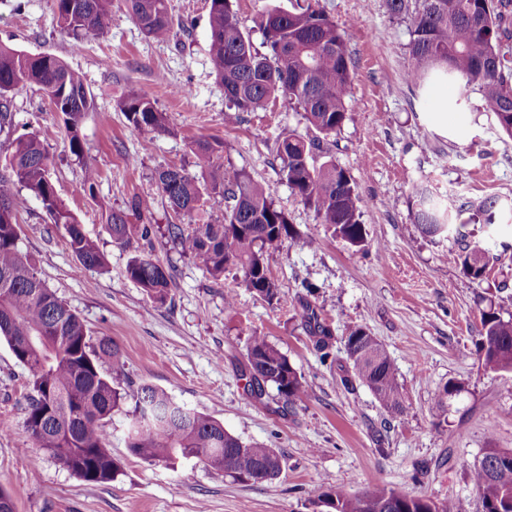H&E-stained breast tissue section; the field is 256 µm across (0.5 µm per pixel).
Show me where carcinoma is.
<instances>
[{"label":"carcinoma","instance_id":"cac0c4a2","mask_svg":"<svg viewBox=\"0 0 512 512\" xmlns=\"http://www.w3.org/2000/svg\"><path fill=\"white\" fill-rule=\"evenodd\" d=\"M144 32L165 41L171 32L168 0H124ZM112 0H56V24L78 47L105 37ZM394 17L409 16L407 80L417 88L450 83L461 97L476 90L482 109L493 115L500 132L512 139V0H385ZM210 51L213 69L224 86L230 121H240L272 98L288 100L314 135L290 133L276 140L279 175L314 213L318 223L353 247L366 242L360 221V197L350 171L336 163L323 143L341 131L349 111L351 58L340 25L320 0H296L288 10L274 7L259 20L266 52L258 51L241 25L232 0H210ZM38 87L62 114L69 149L83 163L79 192L94 195L96 169L84 162L81 121L94 97L81 73L50 54H30L0 44V135H5L8 163L0 171V339L28 371L25 428L32 444L88 483L112 481L118 464L109 449L108 422L130 403L126 444L148 461L173 463L195 458L235 481L264 482L277 477L282 456L265 444L245 443L224 425L175 402L150 384L124 386L119 381L122 353L111 339H93L83 321L37 275L19 247L18 188L42 203L49 222L63 228L78 268L105 270L108 260L76 214L58 196L51 158L39 136L16 134L7 95ZM127 120L146 134L168 130L167 115L146 94L133 90L120 103ZM223 143L201 139L192 152L197 175L182 167L158 171L157 183L167 207L188 219L167 225L168 238L215 279L235 272L239 284L271 302L279 288L267 260L285 242L308 246L279 209L270 187L245 172L230 174L217 164ZM413 221L432 241L453 239L457 248L442 257L465 278L481 284L499 260L488 241L499 230L501 208L493 199L448 206L426 186L413 187ZM216 197L222 206L206 207ZM151 201L133 198L124 210L106 215L112 242L123 248L149 240L151 224H131L150 213ZM468 214L463 220L461 216ZM472 224L488 240H474ZM127 276L148 296L164 301L174 288L172 272L145 254L128 261ZM306 330L330 334L310 307L302 315ZM478 356L493 371L512 372V315L494 303L480 311ZM344 346L354 378L366 386L391 414L403 413L401 385L394 363L370 331L346 329ZM112 366V373L104 364ZM244 376L246 394L261 400L268 389L292 404L306 395L302 376L266 337L248 339ZM481 512H512V450L488 448L472 470ZM323 512H455L452 500L434 501L393 487L360 495L342 489L319 495Z\"/></svg>","mask_w":512,"mask_h":512}]
</instances>
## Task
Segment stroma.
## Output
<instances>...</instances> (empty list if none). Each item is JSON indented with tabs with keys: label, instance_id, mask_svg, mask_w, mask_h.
<instances>
[{
	"label": "stroma",
	"instance_id": "1",
	"mask_svg": "<svg viewBox=\"0 0 512 512\" xmlns=\"http://www.w3.org/2000/svg\"><path fill=\"white\" fill-rule=\"evenodd\" d=\"M320 3L343 28L352 57L351 110L329 148L357 184L367 233L360 251L318 224L280 180L277 138L308 132L287 100L226 123L224 87L209 53L208 0H170L173 32L166 41L147 37L122 0H114L107 35L78 49L56 25L54 0H0V42L58 56L95 97L81 124V162L38 88L14 93L10 110L17 132H36L47 145L57 193L106 254L109 269H78L63 231H48L41 202L24 189L22 250L91 336L118 345L122 380L163 389L242 440L284 456L280 477L255 484L193 460L149 462L128 449L129 419L119 412L110 450L120 470L110 483H87L32 447L27 371L1 341L0 486L11 492L17 512H313L322 492L383 486L451 499L456 512H481L471 470L486 449H512V373L485 369L476 347L488 302L512 314V232L499 235L510 250L482 284H472L443 259L448 243L430 242L414 224L412 186L424 181L455 202L495 198L512 206V139L483 112L479 92L459 103L454 87L425 93L407 83L410 22L391 17L384 0ZM134 89L155 101L170 124L147 151L120 110ZM200 138L222 142L221 163L270 186L276 206L315 240L309 248L284 244L269 256L278 300L260 298L230 275L213 279L159 235L152 255L173 267L176 280L167 300L152 302L125 273L133 251L113 243L102 205L123 210L132 197H147L152 224L172 223L155 175L169 166L193 170L191 148ZM86 162L98 172L92 197L73 192ZM307 304L331 331L328 353L302 323ZM354 325L366 327L394 362L404 393L401 416L350 381L343 336ZM255 332L304 378L301 401L285 407L245 394L241 370ZM451 383L458 391L449 395Z\"/></svg>",
	"mask_w": 512,
	"mask_h": 512
}]
</instances>
